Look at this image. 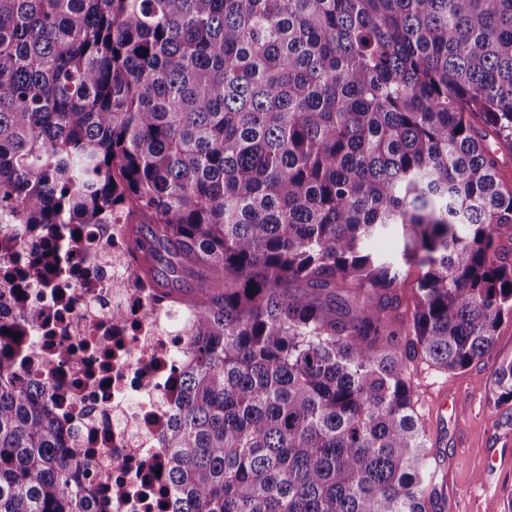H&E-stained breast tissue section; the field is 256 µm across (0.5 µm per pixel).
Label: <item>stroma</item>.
I'll return each instance as SVG.
<instances>
[{
	"label": "stroma",
	"instance_id": "stroma-1",
	"mask_svg": "<svg viewBox=\"0 0 512 512\" xmlns=\"http://www.w3.org/2000/svg\"><path fill=\"white\" fill-rule=\"evenodd\" d=\"M512 356V320L498 328L491 354L457 373L418 363L417 409L438 466L435 483L461 512H489L512 500V404L495 405L485 380Z\"/></svg>",
	"mask_w": 512,
	"mask_h": 512
}]
</instances>
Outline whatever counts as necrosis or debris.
I'll use <instances>...</instances> for the list:
<instances>
[{
    "label": "necrosis or debris",
    "mask_w": 512,
    "mask_h": 512,
    "mask_svg": "<svg viewBox=\"0 0 512 512\" xmlns=\"http://www.w3.org/2000/svg\"><path fill=\"white\" fill-rule=\"evenodd\" d=\"M54 247L58 265L31 284L22 272ZM121 224H63L55 236L21 235L0 258V327H28L11 351L17 369L42 381L68 431L109 473L112 512H155L159 444L175 403L172 364L185 339L181 315L154 302L122 261Z\"/></svg>",
    "instance_id": "1"
}]
</instances>
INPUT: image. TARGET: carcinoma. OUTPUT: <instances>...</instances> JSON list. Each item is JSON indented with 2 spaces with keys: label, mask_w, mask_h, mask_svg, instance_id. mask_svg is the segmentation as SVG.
Returning <instances> with one entry per match:
<instances>
[{
  "label": "carcinoma",
  "mask_w": 512,
  "mask_h": 512,
  "mask_svg": "<svg viewBox=\"0 0 512 512\" xmlns=\"http://www.w3.org/2000/svg\"><path fill=\"white\" fill-rule=\"evenodd\" d=\"M490 137L512 151V0H0V257L131 225L187 317L171 512L436 508L411 367L512 319ZM106 479L0 350V512H112Z\"/></svg>",
  "instance_id": "obj_1"
}]
</instances>
